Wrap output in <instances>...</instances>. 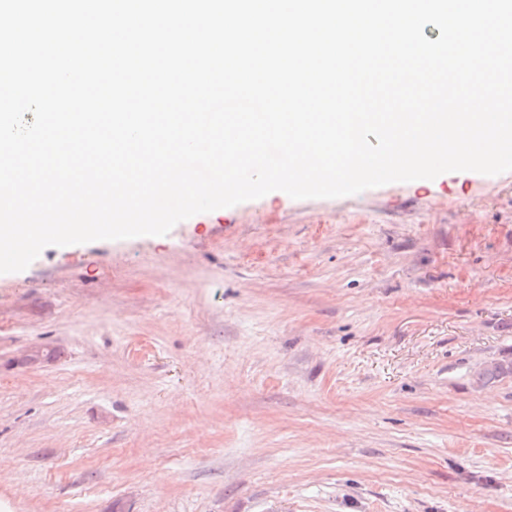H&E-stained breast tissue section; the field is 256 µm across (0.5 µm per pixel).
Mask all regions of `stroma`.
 <instances>
[{"mask_svg":"<svg viewBox=\"0 0 512 512\" xmlns=\"http://www.w3.org/2000/svg\"><path fill=\"white\" fill-rule=\"evenodd\" d=\"M509 355L512 172L49 246L0 274V512H512Z\"/></svg>","mask_w":512,"mask_h":512,"instance_id":"stroma-1","label":"stroma"}]
</instances>
